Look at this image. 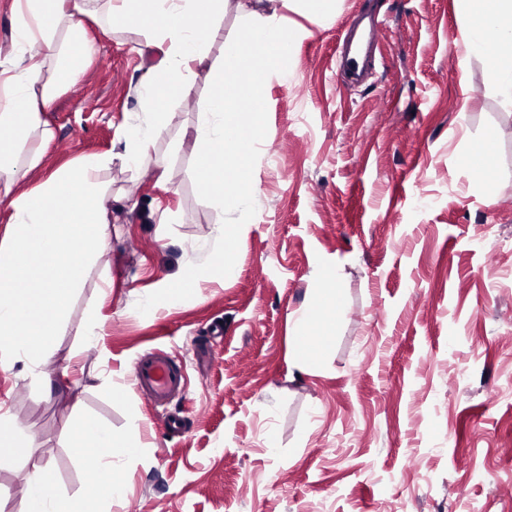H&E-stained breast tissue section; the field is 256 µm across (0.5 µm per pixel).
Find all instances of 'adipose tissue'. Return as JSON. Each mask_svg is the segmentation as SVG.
Returning <instances> with one entry per match:
<instances>
[{
    "instance_id": "obj_1",
    "label": "adipose tissue",
    "mask_w": 512,
    "mask_h": 512,
    "mask_svg": "<svg viewBox=\"0 0 512 512\" xmlns=\"http://www.w3.org/2000/svg\"><path fill=\"white\" fill-rule=\"evenodd\" d=\"M463 21L464 58L478 62L488 88L512 109V0H456ZM225 0H11L10 49L0 54V367L23 363L37 370L54 347L67 303L85 272L104 254L111 236L110 187L103 172L120 164L139 172L150 161L157 131L173 103L188 101L198 66L210 63L212 91L194 137V178L215 206L249 223L257 204L248 157L257 149L255 111L232 101L249 88L264 103L269 78L296 79L291 49L306 36L287 26L288 13L308 14L315 26L338 12V0H236L238 33L218 61H210L209 34L219 27ZM123 23L157 49L158 63L136 84L137 107L116 131L119 151L81 154L31 183L55 142L46 114L78 84L97 42ZM261 62L246 74V61ZM340 309L335 265H324L320 286L292 322L297 366L318 360ZM76 460L95 485L84 500L32 496L25 512H109L126 487L123 466L139 454L138 432L117 434L89 417L71 429Z\"/></svg>"
}]
</instances>
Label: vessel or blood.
Wrapping results in <instances>:
<instances>
[{"mask_svg": "<svg viewBox=\"0 0 512 512\" xmlns=\"http://www.w3.org/2000/svg\"><path fill=\"white\" fill-rule=\"evenodd\" d=\"M366 27L351 24L340 39L338 49L343 74L358 77L375 62V53L384 37L382 22L368 13ZM131 382L154 406L166 405L176 394H185L190 377L186 363L176 354L151 348L137 355L131 371Z\"/></svg>", "mask_w": 512, "mask_h": 512, "instance_id": "obj_1", "label": "vessel or blood"}]
</instances>
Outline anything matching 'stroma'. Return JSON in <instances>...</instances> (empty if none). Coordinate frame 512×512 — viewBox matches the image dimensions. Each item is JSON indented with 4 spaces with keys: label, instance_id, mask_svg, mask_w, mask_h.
<instances>
[{
    "label": "stroma",
    "instance_id": "1",
    "mask_svg": "<svg viewBox=\"0 0 512 512\" xmlns=\"http://www.w3.org/2000/svg\"><path fill=\"white\" fill-rule=\"evenodd\" d=\"M359 2L343 0L296 44L295 82L266 85L258 205L224 240L230 275L180 285L214 225L234 220L193 177L208 68L159 130L147 170L106 172L112 237L40 377L0 368V414L35 433L26 457L0 452V512H24L39 491L27 476L46 464L52 495L91 491L69 446L81 413L138 430L143 444L111 512H512V110L464 62L455 0H376L386 34L373 82L337 83L338 40ZM157 60L128 28L101 38L95 64L47 115L57 140L44 173L109 151ZM487 137L497 171L482 182L462 155ZM166 210L182 222L161 223ZM325 263L343 311L302 369L290 326ZM488 263L492 281L480 273ZM92 313L104 335L89 348ZM149 348L179 352L190 374L164 410L129 379ZM166 410L184 418L180 433L161 428Z\"/></svg>",
    "mask_w": 512,
    "mask_h": 512
}]
</instances>
